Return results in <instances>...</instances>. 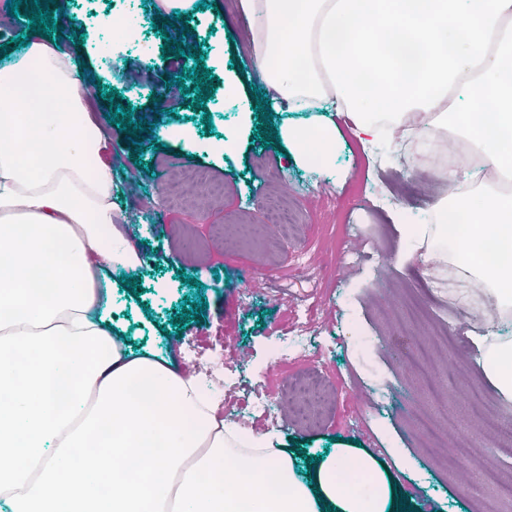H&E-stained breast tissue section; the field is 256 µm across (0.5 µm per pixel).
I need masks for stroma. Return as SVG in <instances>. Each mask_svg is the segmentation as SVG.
<instances>
[{"label": "stroma", "instance_id": "35a3bbf8", "mask_svg": "<svg viewBox=\"0 0 512 512\" xmlns=\"http://www.w3.org/2000/svg\"><path fill=\"white\" fill-rule=\"evenodd\" d=\"M61 47L86 65L87 75L113 88L130 104L135 117L153 123L149 133L129 141L107 118L109 101L93 95L94 118L114 151L127 183L114 216L115 228L138 251L142 262L126 272H112V331L136 353L171 358L185 375L208 376L216 358L224 360L231 388L223 396V415L286 448L297 473L312 472L308 460L336 448H363L383 466L402 453L397 491L407 506L432 501L438 512H497L496 489L489 468L512 475V456L488 436L490 428L512 419V399H505L477 365L476 355L448 343L445 332L468 335L473 311H462L448 284L425 286L413 274L420 261L407 260L399 231L403 224H424L439 194H424L422 177H434L427 161L422 177L410 174L408 151L396 142L365 146L338 113L330 118L339 131L336 153L328 165L297 164L277 142L285 124H307L319 112L310 108L284 112L272 104L251 61L252 20L240 0H206L204 9L180 33L159 17L155 0H66ZM133 17L135 38L103 52L108 16ZM190 46L183 69L202 63L212 72L202 109L194 95L162 97L169 59L166 39ZM270 101L271 117L256 116L258 101ZM211 127H204V115ZM143 154H135L136 143ZM203 173L220 196L193 181ZM277 197L299 217L279 235L260 243L246 240L240 227L254 223L263 200ZM378 237L382 252L365 253L360 265L324 271L317 286L302 288L297 257L322 268L328 255L361 238ZM136 288H127V280ZM424 294L433 314L426 322L394 321L409 294ZM205 304L184 329L171 327L183 306ZM294 332L310 338L305 356L278 362L270 344ZM431 346L435 373L455 369L456 383L428 393L403 360L413 333ZM247 361H239L240 351ZM319 376L326 397L314 423L288 408L295 382ZM388 382L397 389L394 405L412 401V413L389 415L381 423L362 421L364 401L354 391L361 378ZM484 395L481 419H474L465 396L470 385ZM279 404L278 420L251 413L255 393ZM437 429L427 438L422 427ZM468 433L475 456L448 459L450 436ZM472 472V483L459 480Z\"/></svg>", "mask_w": 512, "mask_h": 512}]
</instances>
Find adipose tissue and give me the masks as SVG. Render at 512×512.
<instances>
[{
	"label": "adipose tissue",
	"instance_id": "1",
	"mask_svg": "<svg viewBox=\"0 0 512 512\" xmlns=\"http://www.w3.org/2000/svg\"><path fill=\"white\" fill-rule=\"evenodd\" d=\"M254 70L281 109L322 102L372 143L421 117L453 120L512 174V0H241ZM469 93L458 110L453 93ZM304 161L333 159L336 128L285 127ZM77 62L30 35L0 58V512H403L368 451L340 448L311 480L267 437L225 423L213 393L112 332L98 275L138 255L113 225L118 195ZM470 234L404 224L403 239L467 255L498 315L479 365L512 398V193L469 185ZM493 241L500 262L482 260ZM21 458L22 468L11 467Z\"/></svg>",
	"mask_w": 512,
	"mask_h": 512
}]
</instances>
